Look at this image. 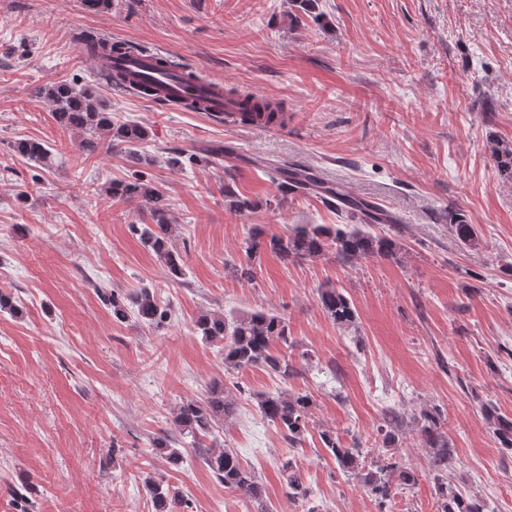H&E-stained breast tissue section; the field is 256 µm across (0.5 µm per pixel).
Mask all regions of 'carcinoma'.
Here are the masks:
<instances>
[{
    "instance_id": "1",
    "label": "carcinoma",
    "mask_w": 512,
    "mask_h": 512,
    "mask_svg": "<svg viewBox=\"0 0 512 512\" xmlns=\"http://www.w3.org/2000/svg\"><path fill=\"white\" fill-rule=\"evenodd\" d=\"M82 50L110 56L129 55L143 52L124 41L100 37L94 33L78 36ZM35 96L50 102L57 118L66 126L82 130L88 134L80 142V149L92 155L102 148L127 151L130 162L138 164L142 157L129 150L132 145L144 143L149 137L148 129L138 123L117 124L112 120V112L99 96L88 88H78L68 82H58L49 86H39ZM227 94L234 97L240 106V123L279 124L285 123L287 116L284 105L270 99H259L230 89ZM17 151L26 159L44 163L49 160L50 150L40 141H22ZM491 153L500 173L512 179V142L494 141ZM285 184V192L293 195L313 194L322 199L336 211H347L356 216L357 224H348L345 228L331 230L325 226H297L284 235L263 236L257 231L246 241V266L239 267L240 276L251 278L256 263L265 251L274 253L281 261L288 263L302 259L316 258L326 249V241H332L336 256L344 261H352L373 255L397 257L402 244L395 237L374 235L369 228L386 224L388 214L375 202L351 201L340 192L325 185L305 168L286 166L280 169ZM109 192L114 196L135 197L142 203L143 211L148 214L156 229L145 228L140 239L144 246L151 249L164 263L171 277L178 279L183 275L182 256L170 244L172 224L164 192L153 182L135 174L132 181L112 183ZM449 225L459 242L465 246L478 244L476 226L468 223L458 214L448 215ZM104 299L112 307V313L118 318L128 315L127 303H132L138 318L157 328L166 323L168 311L161 308L152 293L143 290L131 297H124L113 291L104 294ZM321 306L334 323L347 326L353 323L355 312L350 300L335 288L326 289L320 296ZM197 332L203 340L212 344H222L224 350V368L240 370L247 367H263L283 379L293 373L288 358L273 353L272 345L277 339L288 343V328L281 316L253 312L249 314L205 313L196 321ZM262 415L279 427L288 445L296 447L309 423V412L313 401L307 394L286 392L259 393L256 395ZM233 402L226 390L214 387L204 402L187 400L180 404L176 424L182 432L194 438L211 432L215 420L231 414ZM495 426L494 433L506 448H512V420L488 412ZM422 433L429 447L436 449L438 460L448 459L451 448L448 437L442 431V420L437 412L422 413ZM325 448L333 455L338 467L345 473L360 479L364 487L380 503L390 499L392 485H410L414 474L394 462L385 461L376 465V470L365 471L359 447L344 445L336 432L325 430L320 434ZM204 463L224 487L243 491L254 499L261 496V487L254 472L241 463L238 455L229 449L210 450L205 454ZM157 512H166L168 499L176 497L170 487L159 480L148 482ZM440 512H483L482 505L468 499L462 492L446 483L439 485Z\"/></svg>"
}]
</instances>
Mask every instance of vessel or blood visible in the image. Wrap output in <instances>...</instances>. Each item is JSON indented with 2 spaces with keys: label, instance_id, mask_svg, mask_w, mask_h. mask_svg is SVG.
Returning <instances> with one entry per match:
<instances>
[{
  "label": "vessel or blood",
  "instance_id": "1",
  "mask_svg": "<svg viewBox=\"0 0 512 512\" xmlns=\"http://www.w3.org/2000/svg\"><path fill=\"white\" fill-rule=\"evenodd\" d=\"M163 52L135 53L125 57H91L94 73L111 70L126 74L123 86L125 92L139 96L141 86L154 88V101L163 105L173 99L191 98L198 111L209 116L232 122L237 107L233 99L226 95L223 82L217 80H188L183 70L163 65Z\"/></svg>",
  "mask_w": 512,
  "mask_h": 512
}]
</instances>
